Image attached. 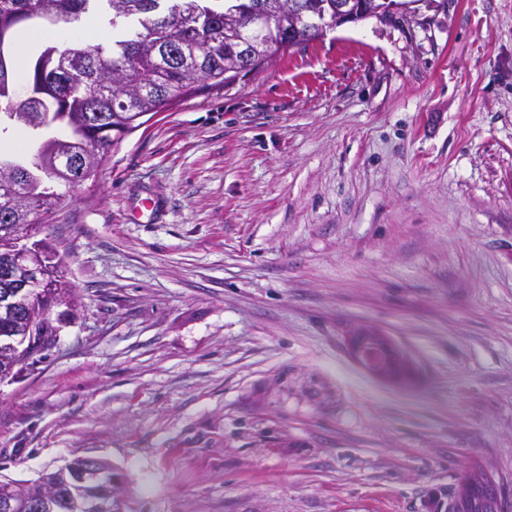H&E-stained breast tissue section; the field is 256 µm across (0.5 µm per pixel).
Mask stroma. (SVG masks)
Listing matches in <instances>:
<instances>
[{
  "mask_svg": "<svg viewBox=\"0 0 512 512\" xmlns=\"http://www.w3.org/2000/svg\"><path fill=\"white\" fill-rule=\"evenodd\" d=\"M62 193L78 301L0 383V480L89 456L115 512H444L480 469L512 500V0L290 49ZM373 337L378 343L371 340L368 334L353 337L352 349L356 358L364 368L379 378L387 380L397 378L400 373L392 365V361L407 365L406 356L387 336L375 335ZM372 347H377L381 353L375 355Z\"/></svg>",
  "mask_w": 512,
  "mask_h": 512,
  "instance_id": "stroma-1",
  "label": "stroma"
}]
</instances>
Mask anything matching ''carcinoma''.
I'll list each match as a JSON object with an SVG mask.
<instances>
[{
    "instance_id": "obj_1",
    "label": "carcinoma",
    "mask_w": 512,
    "mask_h": 512,
    "mask_svg": "<svg viewBox=\"0 0 512 512\" xmlns=\"http://www.w3.org/2000/svg\"><path fill=\"white\" fill-rule=\"evenodd\" d=\"M265 3L276 16L266 38L248 44L233 20ZM289 0H0V133L19 124L20 114H46L69 129L65 137L39 143L27 160L14 161L12 179L0 182V243L20 239L10 201L27 202L39 224H54L62 194L83 180L77 166L84 144L100 156H110L124 138L143 125L139 117L169 109L190 94L222 89L233 83L226 72L259 59L253 70L268 66L291 48L288 29L293 15ZM98 15L112 27V45H79L70 54L45 45L21 64L14 47L27 25L40 18L73 25ZM25 77L27 95L12 94ZM57 159L72 178L62 181L40 169V161ZM481 470L465 475L457 494L466 499V512H496L486 496Z\"/></svg>"
}]
</instances>
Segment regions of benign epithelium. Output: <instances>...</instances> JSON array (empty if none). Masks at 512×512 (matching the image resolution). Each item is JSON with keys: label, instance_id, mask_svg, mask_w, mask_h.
Here are the masks:
<instances>
[{"label": "benign epithelium", "instance_id": "1", "mask_svg": "<svg viewBox=\"0 0 512 512\" xmlns=\"http://www.w3.org/2000/svg\"><path fill=\"white\" fill-rule=\"evenodd\" d=\"M419 2L421 0H368L358 4L355 0H336L333 7L336 27L356 21L362 13L384 19L391 15H412ZM274 24L273 14L256 11L240 22V28L260 36ZM329 25L328 21H311L299 12L296 36L315 40L325 34ZM0 276L6 281L5 289L0 292V319L9 328L8 335L0 336V360L5 363L0 369L1 382L11 376L19 361L40 343V337L53 326V308L64 301L47 288L46 262L38 242L30 246L19 244L0 257ZM36 285L44 288L38 296L32 293ZM352 349L360 364L382 379L398 377L399 372L392 362L407 363L406 356L386 336H355ZM113 483L115 478L106 462L96 457L76 458L56 470L43 473L36 492L29 484L9 483L7 494L0 497V512H51L52 501L61 495L68 501L69 512H106Z\"/></svg>", "mask_w": 512, "mask_h": 512}]
</instances>
